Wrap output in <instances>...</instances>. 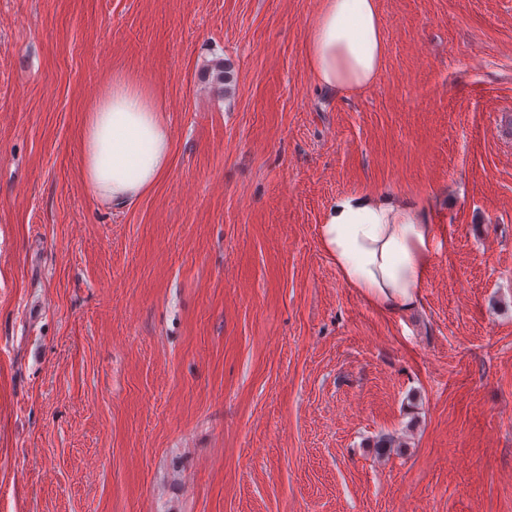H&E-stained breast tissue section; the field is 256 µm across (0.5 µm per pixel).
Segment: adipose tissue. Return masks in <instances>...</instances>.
<instances>
[{"label": "adipose tissue", "instance_id": "obj_1", "mask_svg": "<svg viewBox=\"0 0 512 512\" xmlns=\"http://www.w3.org/2000/svg\"><path fill=\"white\" fill-rule=\"evenodd\" d=\"M377 0H322L305 65L323 91H356L379 76L387 44ZM82 176L100 203L124 207L170 171L172 132L157 92L116 70L88 105ZM434 197L354 190L337 195L320 223L321 245L345 285L388 312L414 309L432 261Z\"/></svg>", "mask_w": 512, "mask_h": 512}]
</instances>
